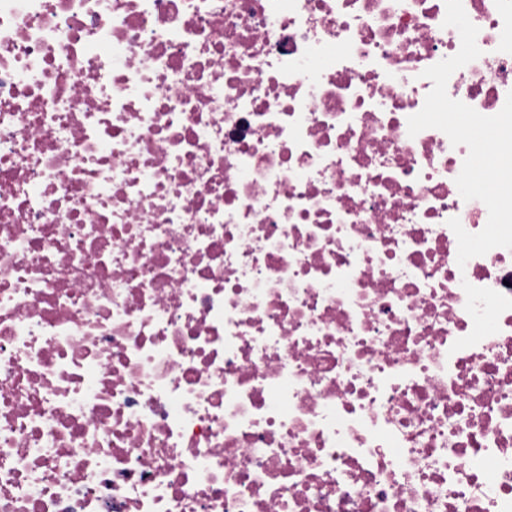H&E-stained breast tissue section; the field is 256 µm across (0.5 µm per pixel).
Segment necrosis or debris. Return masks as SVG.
<instances>
[{"label": "necrosis or debris", "instance_id": "1", "mask_svg": "<svg viewBox=\"0 0 512 512\" xmlns=\"http://www.w3.org/2000/svg\"><path fill=\"white\" fill-rule=\"evenodd\" d=\"M445 15L0 0V512H512V249L408 134Z\"/></svg>", "mask_w": 512, "mask_h": 512}]
</instances>
